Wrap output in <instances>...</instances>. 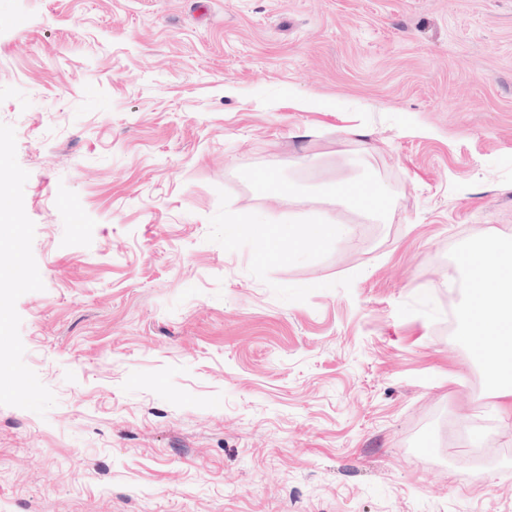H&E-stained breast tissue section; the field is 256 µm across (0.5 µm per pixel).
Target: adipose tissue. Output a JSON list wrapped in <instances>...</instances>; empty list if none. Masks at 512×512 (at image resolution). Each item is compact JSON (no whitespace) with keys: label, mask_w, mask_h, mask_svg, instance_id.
Returning <instances> with one entry per match:
<instances>
[{"label":"adipose tissue","mask_w":512,"mask_h":512,"mask_svg":"<svg viewBox=\"0 0 512 512\" xmlns=\"http://www.w3.org/2000/svg\"><path fill=\"white\" fill-rule=\"evenodd\" d=\"M332 202L339 207H357L375 220H384L390 201L381 189L363 182H344L331 187ZM468 268L479 277L470 282L468 301L460 311L463 335L481 342L485 363L494 382L489 395L496 399L503 427L512 426V363L502 354L512 353V248L492 238L469 250Z\"/></svg>","instance_id":"ef3b65f1"}]
</instances>
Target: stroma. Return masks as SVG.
<instances>
[{
	"instance_id": "obj_1",
	"label": "stroma",
	"mask_w": 512,
	"mask_h": 512,
	"mask_svg": "<svg viewBox=\"0 0 512 512\" xmlns=\"http://www.w3.org/2000/svg\"><path fill=\"white\" fill-rule=\"evenodd\" d=\"M207 2L0 0V512H512L448 327L512 245V0ZM330 194L336 207L356 206L372 219L380 221L385 219L391 204L381 189L369 187L364 182L336 183ZM345 233V227L336 224V217L331 213H324L317 222L307 224L304 229L306 242L313 245L327 243L333 239L337 240ZM249 232L252 237L264 242L271 254L288 257L292 238L291 227L288 224L278 223L274 217L269 216L263 221L251 222Z\"/></svg>"
}]
</instances>
